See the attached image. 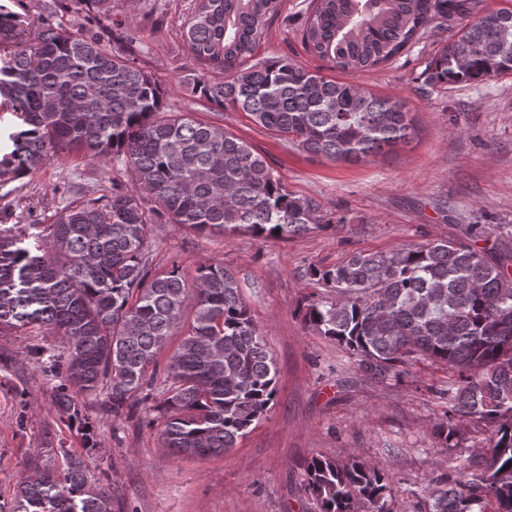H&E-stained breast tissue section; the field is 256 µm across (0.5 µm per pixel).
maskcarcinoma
Listing matches in <instances>:
<instances>
[{"instance_id":"cac0c4a2","label":"carcinoma","mask_w":512,"mask_h":512,"mask_svg":"<svg viewBox=\"0 0 512 512\" xmlns=\"http://www.w3.org/2000/svg\"><path fill=\"white\" fill-rule=\"evenodd\" d=\"M281 0H197L183 38L199 64L193 94L248 113L305 153L358 163L412 139L408 104L355 83L302 69L286 58L253 60ZM472 0H312L302 42L338 70L376 69L408 51L437 18L464 22L435 56L431 84L512 73V9L467 21ZM0 100L24 129L0 151V186L71 155L112 159L141 194L91 185L92 197L55 212L48 224L0 227V330L37 325L65 343L32 352L57 379L54 405L83 447H96L82 394L105 392L112 415L128 417L161 395L148 426L178 457L220 456L268 413L277 394L274 359L224 265L188 279L178 262L152 273L149 232L166 218L196 231H248L288 238L343 224L313 199L282 184L265 157L224 127L171 112L158 80L134 57L98 36L66 30L51 16L25 26L0 7ZM213 70L225 73L215 81ZM35 229L36 251L24 246ZM471 229L502 240L509 224ZM310 276L344 300L311 298L303 323L334 341L367 377L400 376L414 362L448 368V388L429 387L445 408L433 437L453 451L462 481L426 486L428 512H512V255L459 239L389 252H356ZM196 312L156 388L158 356L183 326L189 296ZM490 429L491 455L478 461L462 424ZM58 472L21 479L0 512H112L66 448ZM304 490L319 512H393L392 480L378 465L315 456Z\"/></svg>"}]
</instances>
